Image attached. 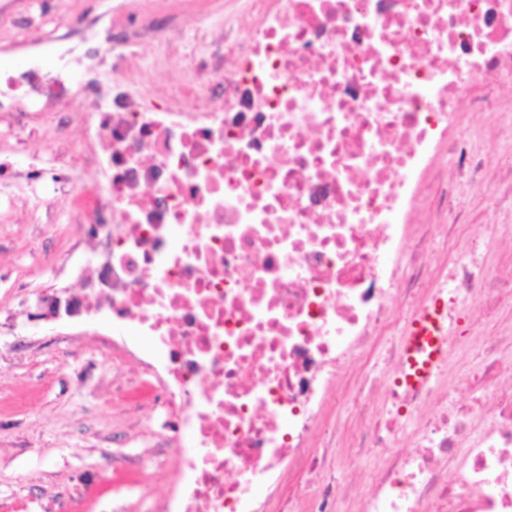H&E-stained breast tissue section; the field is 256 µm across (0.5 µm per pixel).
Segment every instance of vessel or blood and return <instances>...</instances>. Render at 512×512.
<instances>
[{"instance_id": "b4317fda", "label": "vessel or blood", "mask_w": 512, "mask_h": 512, "mask_svg": "<svg viewBox=\"0 0 512 512\" xmlns=\"http://www.w3.org/2000/svg\"><path fill=\"white\" fill-rule=\"evenodd\" d=\"M448 317L439 305L423 311L404 336L407 387L426 386L448 355Z\"/></svg>"}]
</instances>
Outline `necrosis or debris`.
<instances>
[{"label": "necrosis or debris", "mask_w": 512, "mask_h": 512, "mask_svg": "<svg viewBox=\"0 0 512 512\" xmlns=\"http://www.w3.org/2000/svg\"><path fill=\"white\" fill-rule=\"evenodd\" d=\"M247 12L245 31L196 13L186 42L118 0L0 68V112L61 131L81 114L66 166L95 179L67 219L102 263L73 303L157 350L144 365L192 439L151 512H265L264 493L280 512H512V156L489 149L512 144V0ZM148 37L184 63L160 93L130 78ZM476 85L472 110L496 116L483 139L459 115ZM481 185L495 205L476 238L461 219ZM427 210L436 223H410ZM437 301L448 359L413 391L401 338ZM367 452L364 492L341 474Z\"/></svg>", "instance_id": "obj_1"}]
</instances>
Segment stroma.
<instances>
[{
	"label": "stroma",
	"instance_id": "35a3bbf8",
	"mask_svg": "<svg viewBox=\"0 0 512 512\" xmlns=\"http://www.w3.org/2000/svg\"><path fill=\"white\" fill-rule=\"evenodd\" d=\"M112 0H0V43L23 42L27 28L51 36L67 17L100 15ZM68 140L50 119L27 115L22 142L13 116L0 115V143L25 156L80 149L82 122ZM79 234L73 224L34 222L23 202L0 213V512H143L167 500L176 449L150 450L159 429L152 380L126 366L137 337L111 347L100 329L52 319L27 323L45 269Z\"/></svg>",
	"mask_w": 512,
	"mask_h": 512
}]
</instances>
